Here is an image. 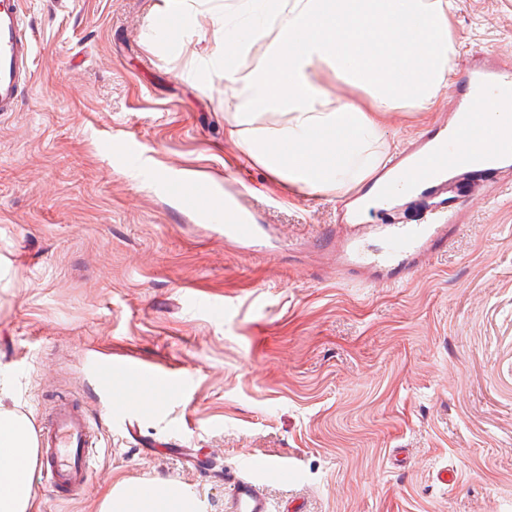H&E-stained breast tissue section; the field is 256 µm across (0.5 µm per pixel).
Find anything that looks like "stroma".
Wrapping results in <instances>:
<instances>
[{
	"mask_svg": "<svg viewBox=\"0 0 512 512\" xmlns=\"http://www.w3.org/2000/svg\"><path fill=\"white\" fill-rule=\"evenodd\" d=\"M24 6L32 82L0 112V403L36 426L78 395L100 448L76 499L34 488L40 512H99L119 478L226 512L249 455L294 470L266 486L274 512H512V188L472 200L400 284L348 287L312 240L349 192L292 189L227 133L224 0ZM169 13L187 21L166 38ZM448 29V85L431 112H388L383 150L440 125L471 53L512 52V0H454ZM191 172L217 200L246 189L254 248L185 206ZM111 359L179 382L136 386L127 415Z\"/></svg>",
	"mask_w": 512,
	"mask_h": 512,
	"instance_id": "35a3bbf8",
	"label": "stroma"
}]
</instances>
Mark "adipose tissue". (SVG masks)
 I'll list each match as a JSON object with an SVG mask.
<instances>
[{
  "instance_id": "adipose-tissue-1",
  "label": "adipose tissue",
  "mask_w": 512,
  "mask_h": 512,
  "mask_svg": "<svg viewBox=\"0 0 512 512\" xmlns=\"http://www.w3.org/2000/svg\"><path fill=\"white\" fill-rule=\"evenodd\" d=\"M450 0H226L224 78L236 110L230 136L249 159L283 184L311 194L341 193L389 161L379 144L384 115L396 108L431 111L454 67L448 34ZM263 59L241 60L259 40ZM363 88L368 107L338 102L316 85L313 70ZM478 118L484 139L466 160L496 152L512 108L489 97ZM37 442L30 422L0 409V512H36L31 473ZM99 512H197L176 483L148 491L108 489Z\"/></svg>"
}]
</instances>
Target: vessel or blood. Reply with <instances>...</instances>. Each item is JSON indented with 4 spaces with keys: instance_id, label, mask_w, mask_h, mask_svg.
I'll list each match as a JSON object with an SVG mask.
<instances>
[{
    "instance_id": "b4317fda",
    "label": "vessel or blood",
    "mask_w": 512,
    "mask_h": 512,
    "mask_svg": "<svg viewBox=\"0 0 512 512\" xmlns=\"http://www.w3.org/2000/svg\"><path fill=\"white\" fill-rule=\"evenodd\" d=\"M32 54L23 0H0V112L16 111L20 87L32 79ZM460 80L462 92L447 127L423 133L391 165L389 188H407L429 199L448 195L460 203L476 195L488 199L501 191L499 166H466L458 157L484 136L475 107L491 93L501 102H512V59L465 71ZM456 220V213L436 208L423 224H336L328 226L318 240L335 250L340 273L368 266L395 270L404 277L428 252L446 246ZM259 234L258 225L245 217L224 227L225 237L243 245L255 243ZM109 371L117 380L142 377L165 393L175 381L172 375L139 368L126 360L111 363ZM38 437L40 487L61 501L75 498L89 481L98 456L96 429L86 410L73 399L58 401L42 417ZM290 472L284 461L246 458L230 485L231 512H272L262 485L285 480Z\"/></svg>"
}]
</instances>
